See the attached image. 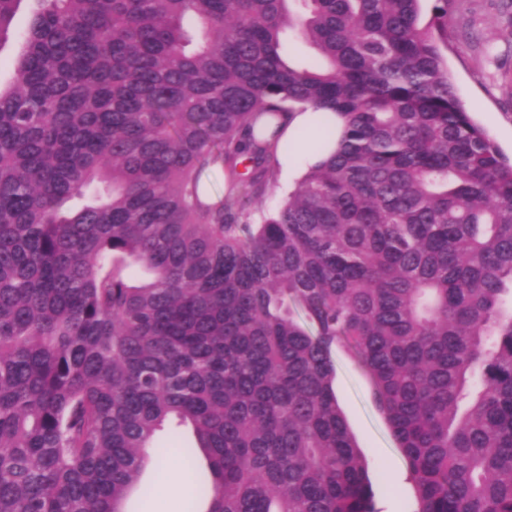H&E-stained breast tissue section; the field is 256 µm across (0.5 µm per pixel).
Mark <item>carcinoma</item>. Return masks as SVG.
I'll return each instance as SVG.
<instances>
[{
  "mask_svg": "<svg viewBox=\"0 0 512 512\" xmlns=\"http://www.w3.org/2000/svg\"><path fill=\"white\" fill-rule=\"evenodd\" d=\"M424 2L0 0V512H126L182 428L205 512H377L338 345L414 512H512V159ZM296 110L336 148L255 213ZM333 364L336 399L368 460L375 508L381 512L413 510L415 490L407 480L408 462L377 403L371 376L343 347H336Z\"/></svg>",
  "mask_w": 512,
  "mask_h": 512,
  "instance_id": "obj_1",
  "label": "carcinoma"
}]
</instances>
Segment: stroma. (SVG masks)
<instances>
[{
	"label": "stroma",
	"instance_id": "1",
	"mask_svg": "<svg viewBox=\"0 0 512 512\" xmlns=\"http://www.w3.org/2000/svg\"><path fill=\"white\" fill-rule=\"evenodd\" d=\"M448 70L473 119L512 158V0H458L448 18ZM334 390L346 422L366 456L377 512H413L408 462L379 407L371 376L353 355L333 353ZM194 497L184 476L150 462L127 512H182Z\"/></svg>",
	"mask_w": 512,
	"mask_h": 512
}]
</instances>
